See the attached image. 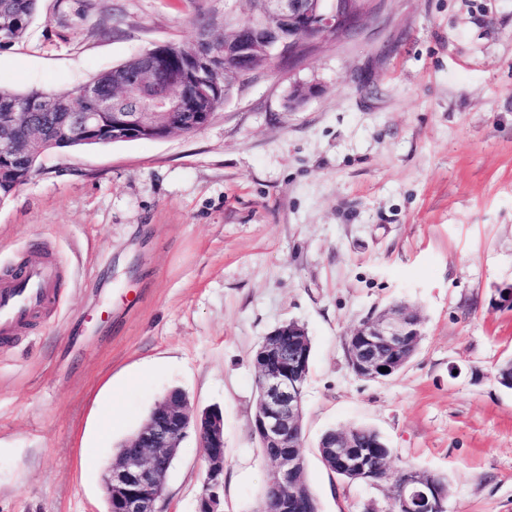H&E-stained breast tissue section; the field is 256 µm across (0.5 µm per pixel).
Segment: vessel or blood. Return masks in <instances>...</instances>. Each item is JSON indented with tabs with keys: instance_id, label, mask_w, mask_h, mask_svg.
<instances>
[{
	"instance_id": "obj_1",
	"label": "vessel or blood",
	"mask_w": 512,
	"mask_h": 512,
	"mask_svg": "<svg viewBox=\"0 0 512 512\" xmlns=\"http://www.w3.org/2000/svg\"><path fill=\"white\" fill-rule=\"evenodd\" d=\"M59 286L57 265L41 253L31 255L15 273L0 278V339H8L37 312L52 307Z\"/></svg>"
}]
</instances>
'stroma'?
<instances>
[{"label": "stroma", "mask_w": 512, "mask_h": 512, "mask_svg": "<svg viewBox=\"0 0 512 512\" xmlns=\"http://www.w3.org/2000/svg\"><path fill=\"white\" fill-rule=\"evenodd\" d=\"M229 0H40L0 49V86L66 93ZM315 85L298 108L295 85ZM47 250L49 315L0 344V512H106L113 452L169 389L224 412V512H257L253 354L283 322L312 340L307 479L321 512H388V483L326 469L328 430L375 429L394 468L443 476L447 512H512V0H379L297 66H260L192 134L44 155L0 201V273ZM423 321L383 380L344 336L389 306ZM118 406L111 442L101 415ZM182 441L164 512H196Z\"/></svg>", "instance_id": "obj_1"}]
</instances>
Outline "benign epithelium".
Segmentation results:
<instances>
[{
  "label": "benign epithelium",
  "mask_w": 512,
  "mask_h": 512,
  "mask_svg": "<svg viewBox=\"0 0 512 512\" xmlns=\"http://www.w3.org/2000/svg\"><path fill=\"white\" fill-rule=\"evenodd\" d=\"M264 0L266 21H251L252 37L241 44L238 57L261 55L272 64L312 51L320 38L339 35L366 14L370 0ZM182 75L217 97L229 99L253 73L241 76L229 58L201 52L198 45L184 50ZM80 95L99 104L101 112L60 115L42 138L52 143L72 132L91 142L110 144L138 139L153 129L143 112H111L113 102L96 83L82 85ZM18 158V141L0 139V161ZM421 318L404 305H394L365 320L344 340L353 372L364 379L383 380L401 371L416 352ZM253 363L261 376V397L251 422L252 433L265 450L267 506L260 512H309L302 495L306 462L303 437L302 385L309 371V338L296 322L283 323L266 336ZM388 371L382 372L380 368ZM194 430L204 449L206 470L197 512H224V415L217 407L195 410L181 394L167 393L139 431L114 457L104 475L108 512H162L161 500L176 448ZM322 459L336 463L344 474L365 476L363 450L353 432L338 430L319 444ZM392 498L401 512H446L447 492L434 475L408 470L392 481Z\"/></svg>",
  "instance_id": "7a95c632"
}]
</instances>
